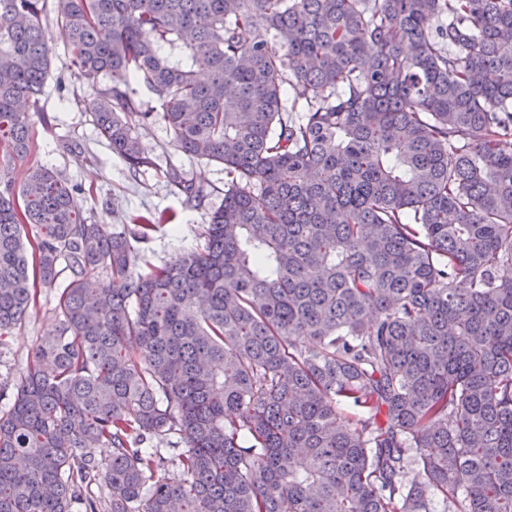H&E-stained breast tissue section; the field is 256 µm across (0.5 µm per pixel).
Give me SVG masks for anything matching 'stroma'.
I'll list each match as a JSON object with an SVG mask.
<instances>
[{
	"label": "stroma",
	"mask_w": 512,
	"mask_h": 512,
	"mask_svg": "<svg viewBox=\"0 0 512 512\" xmlns=\"http://www.w3.org/2000/svg\"><path fill=\"white\" fill-rule=\"evenodd\" d=\"M46 24L52 66L43 93L30 107L31 149L21 161L0 157V184L21 188L31 169L44 166L78 188L77 201L88 221L127 224L140 214L166 216V223L139 247L144 262L153 265L200 247L202 227L224 199L223 165L183 153L170 130L157 121L140 131L142 146L155 167L129 169L98 135L88 109L93 91L65 64L64 27L52 13ZM172 167L205 188L201 203L187 201L169 182L166 172ZM57 303V289H39L22 325L0 340V386L7 392H14L41 337L57 332Z\"/></svg>",
	"instance_id": "obj_1"
}]
</instances>
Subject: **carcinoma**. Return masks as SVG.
Returning <instances> with one entry per match:
<instances>
[{"mask_svg": "<svg viewBox=\"0 0 512 512\" xmlns=\"http://www.w3.org/2000/svg\"><path fill=\"white\" fill-rule=\"evenodd\" d=\"M47 5L0 0L9 160ZM53 7L112 152L154 166L159 120L227 181L203 245L138 272L163 218L89 223L44 167L0 190V339L40 286L62 325L0 411V512H512V0Z\"/></svg>", "mask_w": 512, "mask_h": 512, "instance_id": "carcinoma-1", "label": "carcinoma"}]
</instances>
